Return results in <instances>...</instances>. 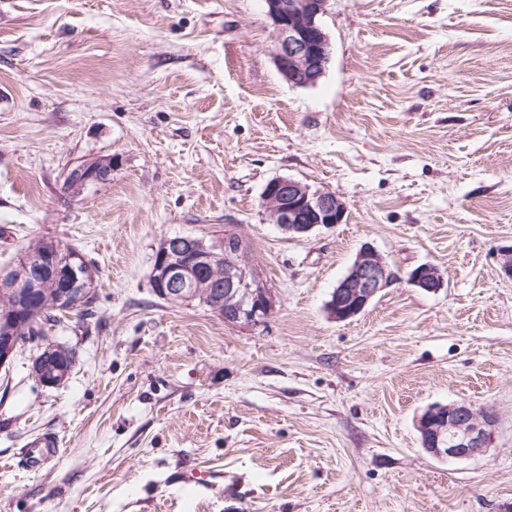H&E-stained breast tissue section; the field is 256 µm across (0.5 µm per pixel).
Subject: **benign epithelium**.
<instances>
[{"instance_id": "1", "label": "benign epithelium", "mask_w": 512, "mask_h": 512, "mask_svg": "<svg viewBox=\"0 0 512 512\" xmlns=\"http://www.w3.org/2000/svg\"><path fill=\"white\" fill-rule=\"evenodd\" d=\"M266 14L277 33L276 60L280 73L289 82L302 79L313 85L325 73L332 55L331 42L319 24L327 0H264ZM112 172V159L84 160L67 176L66 189L79 191L98 184ZM264 207L272 221L292 234L305 235L318 226L342 223L345 207L336 193L311 188L291 178L270 180L262 194ZM50 255L44 253L0 274V281L26 286L37 292L44 287L43 277ZM207 268L224 271V304L213 310L224 322L251 329L265 325L271 318L275 301L271 289L261 279L249 258L243 239L226 232L221 242L206 243L195 237L168 238L156 250L151 282L163 299L185 302L201 286L197 271ZM71 282L59 293V300H69L68 310L76 309L88 298L78 287L75 269L69 270ZM401 279L400 272L366 243L361 246L348 273L337 284L330 315L338 322L361 314L378 294ZM408 282L426 292L444 287L439 267L421 264L408 274ZM0 313V368L9 364L19 350L15 330L27 319L26 300ZM75 358L71 349L59 343L48 344L34 359L33 372L44 386H57L70 374ZM497 417L488 408L477 409L467 403L435 404L418 418L416 428L422 448L429 454L448 460L480 455L488 448Z\"/></svg>"}]
</instances>
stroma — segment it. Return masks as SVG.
<instances>
[{
	"label": "stroma",
	"mask_w": 512,
	"mask_h": 512,
	"mask_svg": "<svg viewBox=\"0 0 512 512\" xmlns=\"http://www.w3.org/2000/svg\"><path fill=\"white\" fill-rule=\"evenodd\" d=\"M331 60L288 82L263 0H0V272L63 241L93 269L87 319L0 368V512H512V0H328ZM112 161L71 193L66 173ZM335 192L342 224L290 237L268 181ZM235 231L276 310L249 330L159 298L172 236ZM371 243L400 281L326 310ZM497 423L482 455L421 446L429 405ZM57 453L37 473L22 448ZM224 473L189 489L184 471ZM408 282L426 292H437L445 285V279L439 267L421 264L408 274ZM33 362V372L38 381L43 386L52 387L61 384L68 377L75 358L69 347L48 343Z\"/></svg>",
	"instance_id": "stroma-1"
}]
</instances>
